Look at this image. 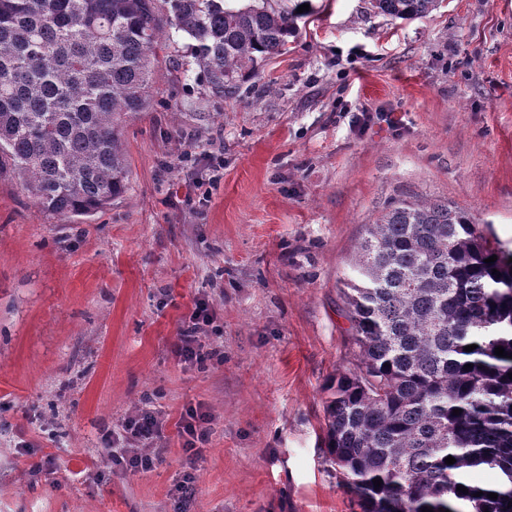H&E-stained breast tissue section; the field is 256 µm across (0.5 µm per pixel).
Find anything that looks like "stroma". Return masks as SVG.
Masks as SVG:
<instances>
[{
    "mask_svg": "<svg viewBox=\"0 0 512 512\" xmlns=\"http://www.w3.org/2000/svg\"><path fill=\"white\" fill-rule=\"evenodd\" d=\"M312 4L233 95L171 34L123 128L126 191L93 217L48 215L0 174V512H174L187 471V512H359L323 441L325 386L359 362L342 286L395 199L458 205L512 251V0L413 21ZM364 109L386 118L352 126ZM204 295L214 355L190 366L172 347ZM198 406L192 462L176 424ZM144 407L160 463L113 468L105 432Z\"/></svg>",
    "mask_w": 512,
    "mask_h": 512,
    "instance_id": "obj_1",
    "label": "stroma"
}]
</instances>
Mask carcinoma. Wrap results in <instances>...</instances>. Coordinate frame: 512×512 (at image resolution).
<instances>
[{"mask_svg": "<svg viewBox=\"0 0 512 512\" xmlns=\"http://www.w3.org/2000/svg\"><path fill=\"white\" fill-rule=\"evenodd\" d=\"M157 2L0 0V171L43 212L90 217L122 197V123L150 103L167 30L222 95L312 14L296 12L311 0H165L164 16ZM441 2L370 0L402 21ZM354 267L360 363L328 386L325 447L360 512H512V359L494 353H512V253L457 205L400 199L366 225ZM486 467L495 481L470 478Z\"/></svg>", "mask_w": 512, "mask_h": 512, "instance_id": "obj_1", "label": "carcinoma"}]
</instances>
